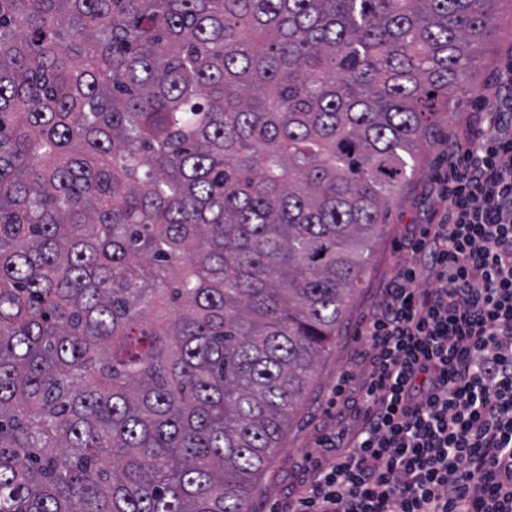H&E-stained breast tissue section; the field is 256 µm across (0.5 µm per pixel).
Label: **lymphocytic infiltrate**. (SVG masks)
I'll list each match as a JSON object with an SVG mask.
<instances>
[{"mask_svg":"<svg viewBox=\"0 0 512 512\" xmlns=\"http://www.w3.org/2000/svg\"><path fill=\"white\" fill-rule=\"evenodd\" d=\"M497 81L361 330L365 378L336 387L338 427L275 512H512V60Z\"/></svg>","mask_w":512,"mask_h":512,"instance_id":"f902f5d3","label":"lymphocytic infiltrate"}]
</instances>
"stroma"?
I'll list each match as a JSON object with an SVG mask.
<instances>
[{
  "label": "stroma",
  "instance_id": "obj_1",
  "mask_svg": "<svg viewBox=\"0 0 512 512\" xmlns=\"http://www.w3.org/2000/svg\"><path fill=\"white\" fill-rule=\"evenodd\" d=\"M497 28L477 46L476 78L470 92L452 96L448 112L440 119L411 183L390 205L385 232L372 252L363 286L352 302L343 333L318 369L314 389L292 420L281 448L258 482L249 512H273L300 479L299 462L315 459L321 452L320 440L329 431L327 400L342 377L351 384L363 378L359 354L366 347L361 336L362 321L373 313L383 288L393 275L402 248L419 225L433 224L445 207L435 184L443 151L449 139H464L482 99L493 98L492 86L501 61L512 55V0H497Z\"/></svg>",
  "mask_w": 512,
  "mask_h": 512
}]
</instances>
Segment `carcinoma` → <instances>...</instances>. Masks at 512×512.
Returning a JSON list of instances; mask_svg holds the SVG:
<instances>
[{"mask_svg":"<svg viewBox=\"0 0 512 512\" xmlns=\"http://www.w3.org/2000/svg\"><path fill=\"white\" fill-rule=\"evenodd\" d=\"M497 0H0V512H248Z\"/></svg>","mask_w":512,"mask_h":512,"instance_id":"1","label":"carcinoma"}]
</instances>
